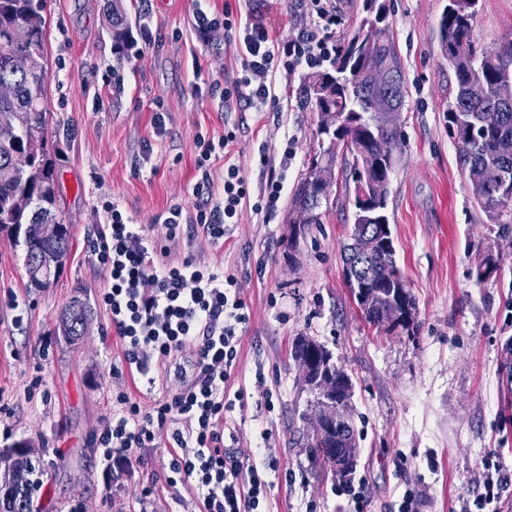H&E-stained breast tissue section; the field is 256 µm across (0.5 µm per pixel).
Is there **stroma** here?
<instances>
[{
  "mask_svg": "<svg viewBox=\"0 0 512 512\" xmlns=\"http://www.w3.org/2000/svg\"><path fill=\"white\" fill-rule=\"evenodd\" d=\"M389 19L405 76L404 136L390 175L389 223L396 260L416 303L414 335L365 324L345 284L342 250L347 223L342 180H335L322 221L295 232L288 204L272 215L243 209L230 239L167 240L154 218L170 205L192 206L199 137H218L239 122L235 151L258 193L260 151L282 156L294 138L286 189L294 191L315 144L316 113L302 109L304 71L276 78L277 101L262 111L225 112L217 94H194L196 81L223 79L238 63L223 45L203 44L191 27L195 8L258 10L278 40L293 33L283 0H122L132 32L151 45L124 66V87L109 72L117 61L104 23L106 0H46L49 140L57 155L61 206L73 241L58 278L32 288L22 247L0 234V449L26 440L39 465L34 512H195L186 489H169L166 447L145 449V463L102 464L93 444L112 415V395L126 391L150 407L129 373L113 371L122 347L100 295L109 274L90 247L108 222L102 205L118 201L146 235L167 241L171 260L191 256L235 274L251 319L242 340L236 383L272 397L271 411L234 412L224 443L242 454L265 448L292 473L274 476L270 512H344L332 476L304 447L302 391L290 356L294 337L324 344L353 380L360 435L356 477L366 481L364 512H396L405 489L420 512H448L480 490L478 471L497 451L512 472V428L503 429V344L512 337V284H476L469 272L496 235L477 208L456 161L443 115L455 77L440 52L446 0H389ZM478 48L512 42V0H479L473 20ZM166 130L157 134L155 112ZM92 308L76 343L57 329L73 297ZM269 431L262 441L261 431ZM154 494H146L147 486Z\"/></svg>",
  "mask_w": 512,
  "mask_h": 512,
  "instance_id": "35a3bbf8",
  "label": "stroma"
}]
</instances>
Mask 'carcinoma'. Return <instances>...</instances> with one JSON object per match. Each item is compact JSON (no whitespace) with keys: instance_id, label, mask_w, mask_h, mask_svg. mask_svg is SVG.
<instances>
[{"instance_id":"cac0c4a2","label":"carcinoma","mask_w":512,"mask_h":512,"mask_svg":"<svg viewBox=\"0 0 512 512\" xmlns=\"http://www.w3.org/2000/svg\"><path fill=\"white\" fill-rule=\"evenodd\" d=\"M478 0H448L441 15V50L455 76L454 101L445 112L448 136L452 139L459 168L467 181L480 177L490 163L512 168V105L500 101L499 87L512 80V43L504 50H477L472 34ZM46 0H0V82L14 85V96L0 100V111L22 110L30 113V123L13 136L0 138V232L13 235L16 244L27 253L66 255L73 240V225L65 220L60 208V196L55 184L57 158L48 148V112L46 107V22L43 12ZM107 21L115 45L127 41L128 20L119 0H107ZM28 52L37 57L35 67L24 74L12 70L13 54ZM389 67V83L372 85L365 77L351 83L336 81V73L344 69L365 71L372 66ZM386 94L398 106L404 103V71L398 44L388 16L364 5V15L351 37L343 40L336 50L330 68L307 75L299 97L304 107L321 112L331 107L342 113L356 114L357 125L350 144L343 143L346 127L336 130L317 124V148L307 163L306 173L298 181L290 197L292 224L307 226L321 223L319 209L328 200L314 185V166L321 161L342 162L345 202L351 210L349 243L344 246V272L348 288L366 324L379 328L380 310L395 304L396 325L387 328L409 335L417 329L416 305L410 287L396 261L392 234L383 233L381 224L369 222L358 207V191L380 201L375 216L387 220L390 196V174L403 143L401 129L384 133L378 117L369 111L370 100ZM386 135L392 151L380 158L366 181H361L364 167L362 153L379 154L375 138ZM29 154L30 162L20 174L12 173V156ZM487 220L496 226L499 236L512 235V225L501 217L512 214V192L501 200L493 195L477 202ZM57 224V236L49 238L43 225ZM485 258L478 259L471 277L482 285L504 278L500 259L494 258L492 276L481 273ZM29 287L46 288L56 274H47L39 265H26ZM91 319L88 303L76 298L59 319V331L71 337H81ZM290 356L301 368L300 382L314 394V422L321 427L320 435L307 439L305 447L313 461H320L341 478L353 474L359 455V441L350 416L354 385L345 370L334 361L333 354L323 344L301 336L293 341ZM341 405L339 419L326 423L330 403ZM350 457L347 469L333 466L336 449ZM13 490L4 505L5 512H33L32 496L39 487L34 478L30 454L17 457L9 469Z\"/></svg>"}]
</instances>
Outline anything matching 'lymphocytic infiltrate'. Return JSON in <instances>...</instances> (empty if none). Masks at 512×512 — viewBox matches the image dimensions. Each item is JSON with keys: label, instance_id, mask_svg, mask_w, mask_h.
I'll list each match as a JSON object with an SVG mask.
<instances>
[{"label": "lymphocytic infiltrate", "instance_id": "1", "mask_svg": "<svg viewBox=\"0 0 512 512\" xmlns=\"http://www.w3.org/2000/svg\"><path fill=\"white\" fill-rule=\"evenodd\" d=\"M295 18L291 39L274 40L257 16L240 19L232 11L223 17L196 10L192 24L206 44L223 42L240 62L235 77L212 81L228 112L252 109L271 98L277 71L292 75L301 69L318 70L336 54V0H290ZM237 129L225 127L218 140L203 139L197 167L200 179L193 187L192 209L175 204L155 216L168 237L185 231L211 241L223 239L237 223L246 201L256 211L274 212L284 191V174L269 155L258 164L266 176L258 198L232 148ZM224 154V178L215 182L209 170L215 152ZM110 222L94 242L109 283L100 300L109 311L112 329L123 348V361L137 379L143 395L152 401L142 408L123 391L113 398L115 413L95 439L104 462L142 464L138 449L168 442L169 462L164 474L168 487L190 491L198 512H267L273 487L268 475L278 472L276 458L248 465L224 447V424L236 408L246 407V388H231L250 309L242 284L231 273L218 272L188 257L169 261L167 248L149 238L141 225L126 216L117 203L104 202ZM182 380L177 390L163 387L165 375ZM508 481L499 460L486 459L478 482L483 490L461 500L459 512H487L499 502Z\"/></svg>", "mask_w": 512, "mask_h": 512}]
</instances>
